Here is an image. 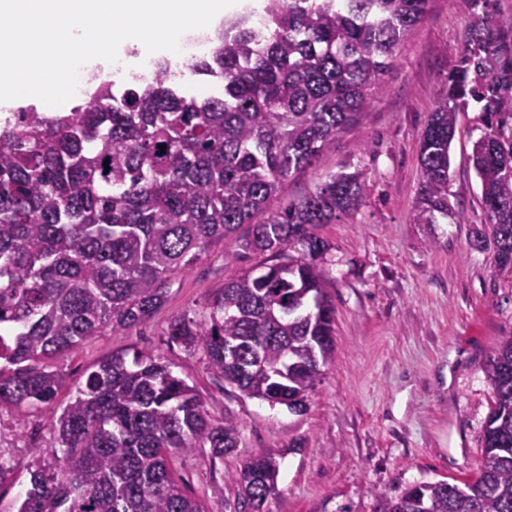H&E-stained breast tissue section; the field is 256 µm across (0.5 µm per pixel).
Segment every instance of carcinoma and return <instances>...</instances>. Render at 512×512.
Masks as SVG:
<instances>
[{
  "label": "carcinoma",
  "instance_id": "cac0c4a2",
  "mask_svg": "<svg viewBox=\"0 0 512 512\" xmlns=\"http://www.w3.org/2000/svg\"><path fill=\"white\" fill-rule=\"evenodd\" d=\"M490 3L472 0L448 96L421 136L414 222L451 214L457 102L470 99L487 129L471 160L489 221L470 246L493 247L497 268L512 270V15H494ZM429 4L260 0L262 25L240 17L203 58L149 80L132 72L121 85L101 81L51 119L18 110L0 127V405L51 402L63 377L37 363L150 318L169 274L222 242L274 264L224 283L198 317L171 319L169 340L203 351L249 397L303 411L334 351L328 246L316 230L356 209L366 182L341 171L283 210L271 203L384 90ZM182 67L222 83V93L188 94ZM487 373L492 402L474 480L415 484L385 512H512V332ZM52 429L61 455L49 463L32 449L15 512H208L169 459L196 448L222 459L238 448L232 418L213 420L194 387L142 354L103 357ZM278 475L273 455L250 457L232 475L243 506L266 512Z\"/></svg>",
  "mask_w": 512,
  "mask_h": 512
}]
</instances>
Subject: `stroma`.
<instances>
[{
    "instance_id": "stroma-1",
    "label": "stroma",
    "mask_w": 512,
    "mask_h": 512,
    "mask_svg": "<svg viewBox=\"0 0 512 512\" xmlns=\"http://www.w3.org/2000/svg\"><path fill=\"white\" fill-rule=\"evenodd\" d=\"M472 13L471 0H431L397 54L385 91L335 148L292 175L273 203L286 208L341 170L361 172L366 182L361 205L317 231L329 246L324 269L336 311L335 350L307 410L250 398L213 375L202 351L169 342L165 330L173 316L201 313L225 282L261 272L268 261L217 243L170 275L167 298L153 317L86 337L54 359L64 384L53 403L0 406V458L17 464L12 483L0 486V512H13L27 486L21 462L29 448L52 459L53 421L85 371L112 352L160 358L195 387L211 416L234 418V454L219 460L203 449L170 460L185 493L205 500L210 512H238L240 490L231 476L261 453L280 463L269 512H381L383 499L411 485L475 477L491 401L487 362L512 331V272L495 268L492 250L469 245L488 221L469 162L484 131L475 105L458 112L451 147L448 205L463 208L464 223L413 220L420 138L448 93Z\"/></svg>"
}]
</instances>
